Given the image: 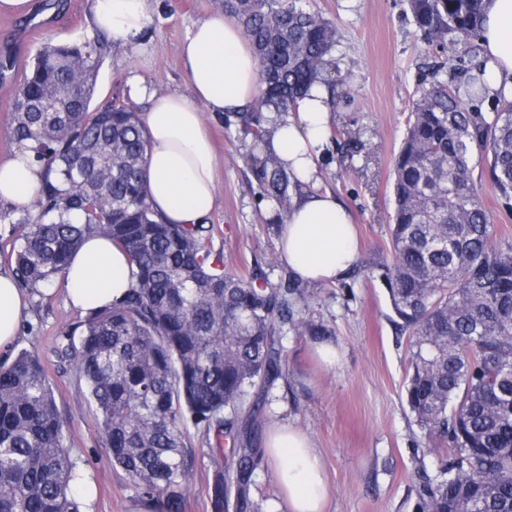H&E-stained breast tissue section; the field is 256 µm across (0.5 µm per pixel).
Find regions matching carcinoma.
I'll return each instance as SVG.
<instances>
[{
	"label": "carcinoma",
	"mask_w": 512,
	"mask_h": 512,
	"mask_svg": "<svg viewBox=\"0 0 512 512\" xmlns=\"http://www.w3.org/2000/svg\"><path fill=\"white\" fill-rule=\"evenodd\" d=\"M407 2L430 42L480 38L484 0ZM223 11L255 52L259 111L281 115L330 87L341 34L303 0H223ZM107 48L103 34L47 44L12 86V140L43 172L33 205L0 213L18 230L12 274L36 291L64 274L88 235L123 249L131 287L87 312L79 342L59 350L85 384L112 465L161 512H184L191 421L215 436L211 512H264L255 496L267 467L262 414L286 378L281 333L304 291L288 276L273 284L224 271L205 247V220H157L135 108L118 97L92 105ZM485 87L482 63L419 91L393 164L390 259L355 270L385 283L409 335L407 407L453 450L433 472L416 471L414 512H448L460 498L477 512H512V238L496 234L473 181L481 168L512 203V98L501 91L483 112ZM235 117L253 139L263 194L288 202L299 181L266 150L276 126L253 112ZM65 428L39 353L1 362L0 512H80Z\"/></svg>",
	"instance_id": "obj_1"
}]
</instances>
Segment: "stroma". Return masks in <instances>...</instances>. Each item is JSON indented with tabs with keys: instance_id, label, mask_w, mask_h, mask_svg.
Returning <instances> with one entry per match:
<instances>
[{
	"instance_id": "35a3bbf8",
	"label": "stroma",
	"mask_w": 512,
	"mask_h": 512,
	"mask_svg": "<svg viewBox=\"0 0 512 512\" xmlns=\"http://www.w3.org/2000/svg\"><path fill=\"white\" fill-rule=\"evenodd\" d=\"M40 2L30 0L40 8L32 19L0 11V46L11 44L22 62L45 44L94 31L89 0H71L62 16L41 8ZM217 2L151 0L140 41L110 42L94 103L131 97L142 113L147 103L135 98L137 87L185 91L182 42L195 22L216 15ZM309 2L336 24L342 39L331 71L336 92L325 156L308 190L335 194L353 214L362 262H380L389 257L392 161L417 90L450 71L465 75L477 57L464 43L439 47L424 40L406 0ZM203 120L219 161L206 247L223 256L228 272H262L278 281L287 272L278 250L285 210L263 197L249 169V141L227 126L223 115L207 112ZM392 317L383 281L352 274L335 284L306 286L284 329L288 379L276 390L263 424L290 422L312 437L329 478L326 512H413L417 468L433 467L442 457L430 452L404 402L408 338L399 334ZM83 319L67 302L63 277H56L42 295L32 296L19 334L0 350V361L24 349L38 350L67 425L64 445L97 484L93 512H129L138 490L122 469L113 467L95 411L82 397L83 382L57 356L68 339L79 337ZM312 324L330 330L342 350L339 366L326 369L318 363L308 330ZM189 433L194 463L183 490L185 512H211L208 490L214 469L208 446L199 428L190 427Z\"/></svg>"
}]
</instances>
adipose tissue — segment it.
I'll return each mask as SVG.
<instances>
[{
  "label": "adipose tissue",
  "instance_id": "adipose-tissue-1",
  "mask_svg": "<svg viewBox=\"0 0 512 512\" xmlns=\"http://www.w3.org/2000/svg\"><path fill=\"white\" fill-rule=\"evenodd\" d=\"M150 0H94L92 23L122 42H136ZM480 44L488 60L487 98L512 92V0H485ZM189 94L152 91L142 118L147 138L146 190L153 210L168 224H198L216 197V157L203 112H247L257 99V64L241 27L217 15L197 21L181 49ZM328 95L313 89L285 116L270 149L301 183H310L329 130ZM42 172L27 151L0 160V201L27 207L36 198ZM279 250L292 277L309 284L344 280L359 262L350 210L332 193L293 200L282 225ZM126 254L100 235L85 238L65 270L68 300L77 310H99L130 288ZM30 307L29 295L12 274L0 271V348L11 344ZM265 446L278 493L267 512H325L329 498L320 454L303 429L276 423Z\"/></svg>",
  "mask_w": 512,
  "mask_h": 512
}]
</instances>
